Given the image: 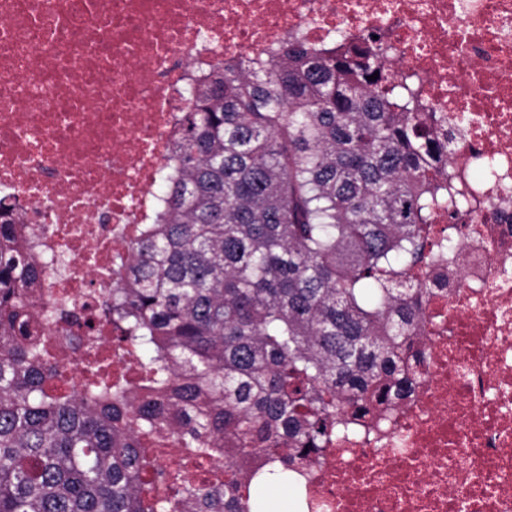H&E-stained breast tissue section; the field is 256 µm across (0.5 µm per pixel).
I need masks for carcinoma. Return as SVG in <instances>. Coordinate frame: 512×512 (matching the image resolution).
<instances>
[{"mask_svg": "<svg viewBox=\"0 0 512 512\" xmlns=\"http://www.w3.org/2000/svg\"><path fill=\"white\" fill-rule=\"evenodd\" d=\"M383 55L292 40L195 79L79 397L26 337L39 272L0 219V512H275L371 402L414 393L435 289L408 274L460 192ZM221 455L236 470L197 477Z\"/></svg>", "mask_w": 512, "mask_h": 512, "instance_id": "carcinoma-1", "label": "carcinoma"}]
</instances>
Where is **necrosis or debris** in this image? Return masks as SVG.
Masks as SVG:
<instances>
[{
    "mask_svg": "<svg viewBox=\"0 0 512 512\" xmlns=\"http://www.w3.org/2000/svg\"><path fill=\"white\" fill-rule=\"evenodd\" d=\"M379 34L386 73L420 80L470 201L439 215L425 380L383 423L344 434L303 478L301 512H512V0H0V206L41 277L30 327L62 343L150 223L185 88L216 62L293 38Z\"/></svg>",
    "mask_w": 512,
    "mask_h": 512,
    "instance_id": "1",
    "label": "necrosis or debris"
}]
</instances>
